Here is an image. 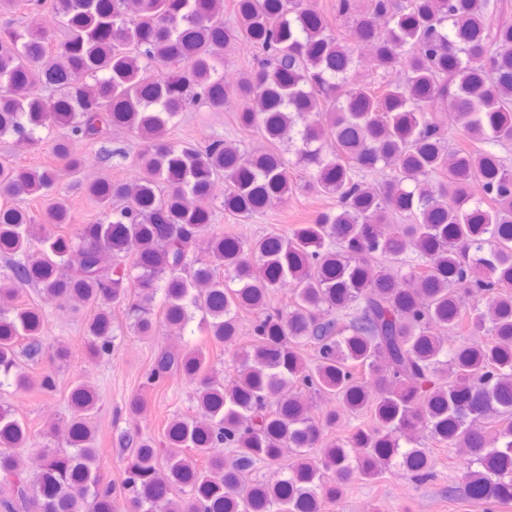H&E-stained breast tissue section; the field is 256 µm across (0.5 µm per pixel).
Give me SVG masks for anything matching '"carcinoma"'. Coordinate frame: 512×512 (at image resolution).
<instances>
[{"label":"carcinoma","instance_id":"carcinoma-1","mask_svg":"<svg viewBox=\"0 0 512 512\" xmlns=\"http://www.w3.org/2000/svg\"><path fill=\"white\" fill-rule=\"evenodd\" d=\"M51 7L65 33L54 47L42 30L0 31V136L46 138L57 160L0 162V377L52 392L55 376L37 381L22 362L58 371L68 357L67 344L45 345L44 311L18 303L26 286L93 310V364L116 347L115 307L138 336L181 332L199 313L220 349L251 312L253 341L230 380L201 348L159 351L147 381L182 375L198 414L173 417L159 445L123 434V499L101 473L91 385L72 386L35 469L27 422L0 401V512H323L350 479L393 463L430 479L421 431L471 448L473 503L511 502L512 167L497 149L512 146V26L493 22L497 0H335L331 17L314 0ZM233 45L263 56L228 85ZM364 47L377 82L360 79ZM201 99L212 112L238 100L239 128L265 145L170 139ZM116 128L142 143L132 175L85 183L100 218L56 232L73 221L63 172L85 164L82 143ZM218 179L243 223L297 191L336 206L244 240L212 229ZM23 197L42 212L13 204ZM284 283L292 301L270 308ZM308 393L334 406L316 419ZM346 414L369 423L328 439ZM60 430L65 450L52 446ZM286 456L280 478H254Z\"/></svg>","mask_w":512,"mask_h":512}]
</instances>
